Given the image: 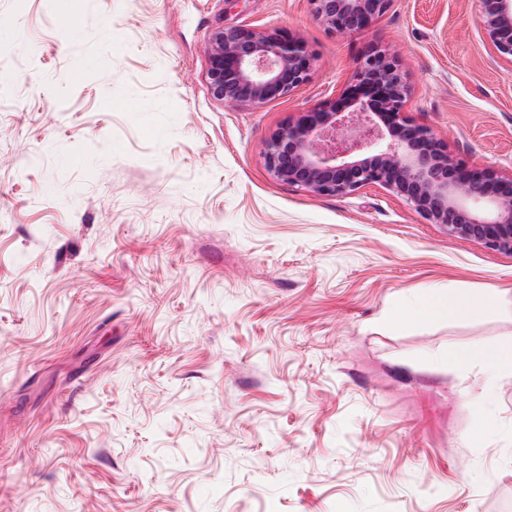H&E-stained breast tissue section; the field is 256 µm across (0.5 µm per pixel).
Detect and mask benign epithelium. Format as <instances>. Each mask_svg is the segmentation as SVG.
I'll return each instance as SVG.
<instances>
[{
	"label": "benign epithelium",
	"mask_w": 512,
	"mask_h": 512,
	"mask_svg": "<svg viewBox=\"0 0 512 512\" xmlns=\"http://www.w3.org/2000/svg\"><path fill=\"white\" fill-rule=\"evenodd\" d=\"M392 0H310L314 18L342 33L362 32ZM485 37L512 62V0H479ZM206 82L229 106L291 95L310 78L313 56L291 32L217 28L206 44ZM409 89L398 56L373 47L336 97L315 104L265 142L267 170L315 195H348L378 185L448 234L512 252V174L458 160L405 115Z\"/></svg>",
	"instance_id": "1"
}]
</instances>
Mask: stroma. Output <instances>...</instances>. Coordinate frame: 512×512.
<instances>
[{
  "instance_id": "obj_1",
  "label": "stroma",
  "mask_w": 512,
  "mask_h": 512,
  "mask_svg": "<svg viewBox=\"0 0 512 512\" xmlns=\"http://www.w3.org/2000/svg\"><path fill=\"white\" fill-rule=\"evenodd\" d=\"M0 0V512H504L512 252L377 186L319 196L263 147L366 47L458 159L512 172V63L477 0H392L364 32L309 0ZM295 33L308 83L229 107L218 27ZM443 287L480 315H385ZM460 362V390L472 398L474 406L481 405L484 394L492 385L512 378V366L496 362L490 353L474 355ZM478 375L481 376V383L478 382Z\"/></svg>"
}]
</instances>
